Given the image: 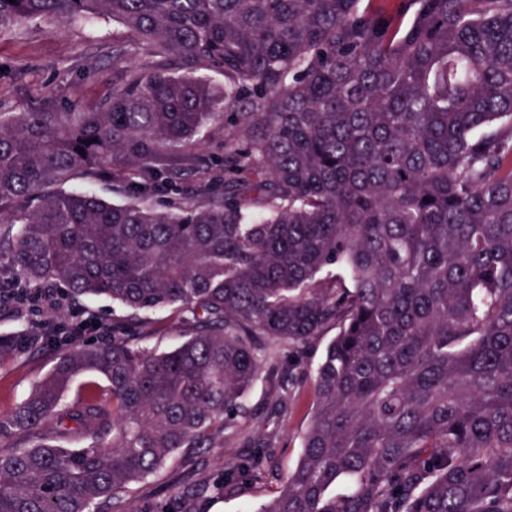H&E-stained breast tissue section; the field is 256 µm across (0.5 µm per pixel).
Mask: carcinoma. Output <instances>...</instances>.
Listing matches in <instances>:
<instances>
[{"instance_id":"1","label":"carcinoma","mask_w":512,"mask_h":512,"mask_svg":"<svg viewBox=\"0 0 512 512\" xmlns=\"http://www.w3.org/2000/svg\"><path fill=\"white\" fill-rule=\"evenodd\" d=\"M99 16L124 28L99 106L0 112V260L22 288L190 331L56 351L0 414L19 437L0 512H124L131 484L237 432L280 365L265 343L300 369L329 327L301 455L257 512H512V0H0V33ZM226 112L204 181L224 196L153 207ZM99 173L138 192L66 189ZM41 347L1 334L0 364ZM83 373L106 385L66 401ZM269 461H225L224 495ZM235 118L231 113L224 114V120L207 124L201 131V146L199 155L203 162H208L224 155V128L227 131L234 129ZM148 318L151 324L131 333L138 336L142 345L162 352L172 349L183 340V327L176 321L171 310L157 311L149 314Z\"/></svg>"}]
</instances>
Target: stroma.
Here are the masks:
<instances>
[{
  "label": "stroma",
  "mask_w": 512,
  "mask_h": 512,
  "mask_svg": "<svg viewBox=\"0 0 512 512\" xmlns=\"http://www.w3.org/2000/svg\"><path fill=\"white\" fill-rule=\"evenodd\" d=\"M121 33L118 23L98 17L60 26L33 23L0 34V108L7 112L34 109L47 93L60 111L76 102L97 104L112 90V46ZM122 319V311L102 298L61 310L35 307L23 315L0 302L1 334L21 329L40 334L50 324L86 320L98 326L89 333V340L102 341L110 338L113 324ZM149 320V325L136 331L142 345L162 352L180 343L183 328L171 311L150 314ZM57 348V343L48 342L43 350L0 364V413L9 412L48 373ZM276 394V386L259 376L247 395L250 414L242 421L241 436L218 441L213 448L183 449L156 474L124 492L125 512H149L184 487L200 491L185 504V512H256L276 494L282 478L298 460L314 402L313 383L306 375L297 377L283 408L274 407ZM246 446L269 449L271 466L240 495L225 497L213 481L223 471L225 459L237 456Z\"/></svg>",
  "instance_id": "1"
}]
</instances>
